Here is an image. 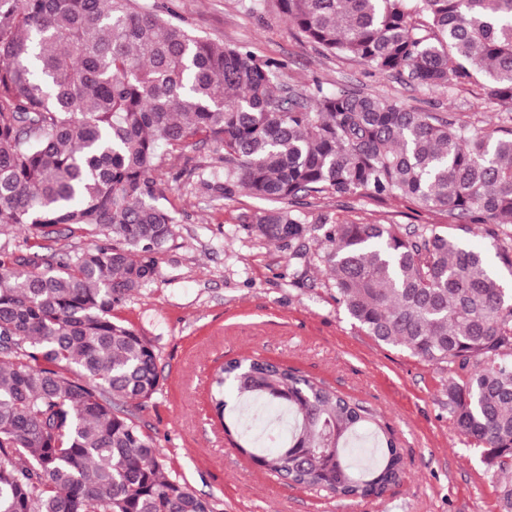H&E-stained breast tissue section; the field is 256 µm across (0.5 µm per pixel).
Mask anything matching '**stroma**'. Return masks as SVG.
I'll return each mask as SVG.
<instances>
[{
	"label": "stroma",
	"instance_id": "1",
	"mask_svg": "<svg viewBox=\"0 0 512 512\" xmlns=\"http://www.w3.org/2000/svg\"><path fill=\"white\" fill-rule=\"evenodd\" d=\"M144 2L209 38L279 60L281 83L294 89L318 80L329 91L389 97L478 128L512 123V106L488 102L482 81L442 93L369 73L355 58L320 52L273 5L253 12L251 0ZM218 156L209 142L164 156L176 234L158 256L156 278L114 310L156 348L160 389L136 414L169 472L215 512H499L495 473L449 418L447 364L367 336L337 304L313 242L292 258L258 236L255 217L267 204L240 188L225 193ZM297 208L312 224L327 217L409 232L448 223L446 213L400 198L306 196ZM86 244L64 231L35 250L19 230L0 226V250L18 255L54 262ZM247 356L286 364L383 416L406 464L401 483L380 498H331L286 485L240 454L209 407L208 386L217 366Z\"/></svg>",
	"mask_w": 512,
	"mask_h": 512
}]
</instances>
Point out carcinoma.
<instances>
[{"mask_svg":"<svg viewBox=\"0 0 512 512\" xmlns=\"http://www.w3.org/2000/svg\"><path fill=\"white\" fill-rule=\"evenodd\" d=\"M276 2L327 54L432 91L479 77L512 105V0ZM282 69L137 0H0V225L90 238L55 263L0 254V512H213L165 472L129 409L158 393V355L112 315L175 235L161 152L203 141L222 150L224 192L274 204L259 236L317 243L366 335L454 369V429L512 512V288L453 233L484 226L512 271V127L472 130L318 80L287 90ZM323 193L410 199L447 213L448 229L308 224L289 208ZM228 386L293 414L271 450L238 445L288 484L380 498L400 479L389 427L324 382L229 360L211 389L221 418ZM372 427L378 458L357 465L349 444Z\"/></svg>","mask_w":512,"mask_h":512,"instance_id":"obj_1","label":"carcinoma"}]
</instances>
